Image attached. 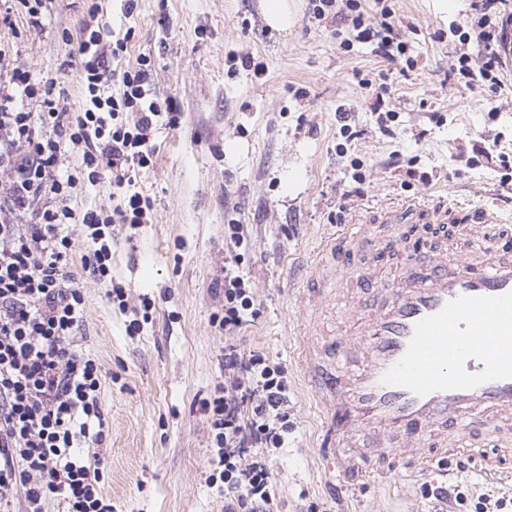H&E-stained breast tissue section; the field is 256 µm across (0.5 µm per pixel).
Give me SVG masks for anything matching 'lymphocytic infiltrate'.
Listing matches in <instances>:
<instances>
[{"label":"lymphocytic infiltrate","instance_id":"lymphocytic-infiltrate-1","mask_svg":"<svg viewBox=\"0 0 512 512\" xmlns=\"http://www.w3.org/2000/svg\"><path fill=\"white\" fill-rule=\"evenodd\" d=\"M503 0H474L477 34L469 52H451L449 74L470 86L499 93L507 84L500 50L512 38V14L498 19ZM316 19L351 23L373 40L376 53L395 62L406 44L388 7L376 16L361 0H316ZM81 31L85 97L71 110L55 82L41 81L12 64L0 47V512H112L101 482V459L86 456L109 431L101 401L102 366L83 346L85 300L80 280L111 286L112 227L148 223L149 198L136 191L138 173L154 155L152 132L160 115L176 123L172 106L150 99L145 69L119 72L107 61L127 48L126 39L104 50L92 0ZM112 176V209L78 203L85 183ZM29 223H20V216ZM69 224L88 230L85 252L64 234ZM224 303L213 324L225 334L254 321L248 281L225 271ZM224 383L201 411L210 420L216 449L210 485L227 501L225 512H273L266 461L243 463L249 449L288 445V379L262 352L244 357L234 347L221 355Z\"/></svg>","mask_w":512,"mask_h":512}]
</instances>
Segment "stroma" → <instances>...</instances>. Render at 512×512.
I'll use <instances>...</instances> for the list:
<instances>
[{
  "instance_id": "1",
  "label": "stroma",
  "mask_w": 512,
  "mask_h": 512,
  "mask_svg": "<svg viewBox=\"0 0 512 512\" xmlns=\"http://www.w3.org/2000/svg\"><path fill=\"white\" fill-rule=\"evenodd\" d=\"M105 24L103 43L128 36L119 69L150 56L149 94L173 102L178 124L159 117L156 153L138 176L149 196L148 224L116 227L112 284L83 278L85 346L105 375L101 400L110 432L99 447L112 512H224L211 487L210 423L200 410L224 371L225 346L262 351L288 371L293 426L286 448L255 449L271 473L275 512H474L481 498L512 500V485L488 484L470 461L451 462L388 490L339 480L320 447L321 412L293 359V332L312 319L325 341L339 339L354 310L344 298L305 315L295 293L317 239L350 221L353 208L382 211L397 198L441 195L488 206L512 220V185H501L498 146L512 153V92L470 90L448 75L454 31L468 28L470 0H388L414 69L376 56L371 44L342 47L336 22L317 20L298 0L288 33L271 29L261 0H54L41 31L0 28L23 69L55 80L70 106L84 98L81 67L63 33L78 35L91 2ZM386 84L394 110L384 134L375 98L360 79ZM349 124L358 136L344 141ZM400 162L388 163L391 153ZM366 177L363 196L343 199L351 160ZM246 225L248 245L234 271L248 278L258 319L227 336L212 324L216 282L229 253L224 227ZM154 301L142 332L125 325L143 298Z\"/></svg>"
}]
</instances>
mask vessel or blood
I'll return each instance as SVG.
<instances>
[{
	"mask_svg": "<svg viewBox=\"0 0 512 512\" xmlns=\"http://www.w3.org/2000/svg\"><path fill=\"white\" fill-rule=\"evenodd\" d=\"M371 218L325 237L311 257L305 290L323 298L326 259L356 255ZM495 218L467 204L414 199L388 208L386 244L408 223L436 226L420 251L397 257L392 279L358 269L356 342H322L301 328L295 360L325 412L322 447L346 480L402 472L422 444L429 464L464 455L492 475L506 464L477 444L487 423L512 427V237L462 248L449 225L485 235Z\"/></svg>",
	"mask_w": 512,
	"mask_h": 512,
	"instance_id": "vessel-or-blood-1",
	"label": "vessel or blood"
}]
</instances>
